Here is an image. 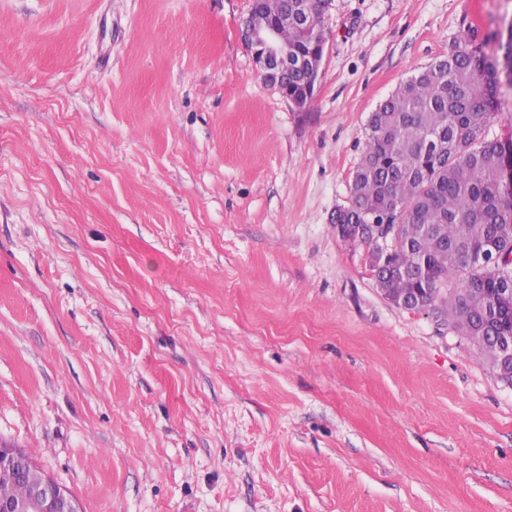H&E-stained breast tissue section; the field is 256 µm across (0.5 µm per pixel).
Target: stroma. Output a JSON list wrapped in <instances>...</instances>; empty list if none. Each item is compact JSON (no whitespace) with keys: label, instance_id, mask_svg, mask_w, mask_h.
I'll list each match as a JSON object with an SVG mask.
<instances>
[{"label":"stroma","instance_id":"obj_1","mask_svg":"<svg viewBox=\"0 0 512 512\" xmlns=\"http://www.w3.org/2000/svg\"><path fill=\"white\" fill-rule=\"evenodd\" d=\"M249 0H0V442L83 512H512V386L332 224L370 114L512 0H332L310 104Z\"/></svg>","mask_w":512,"mask_h":512}]
</instances>
